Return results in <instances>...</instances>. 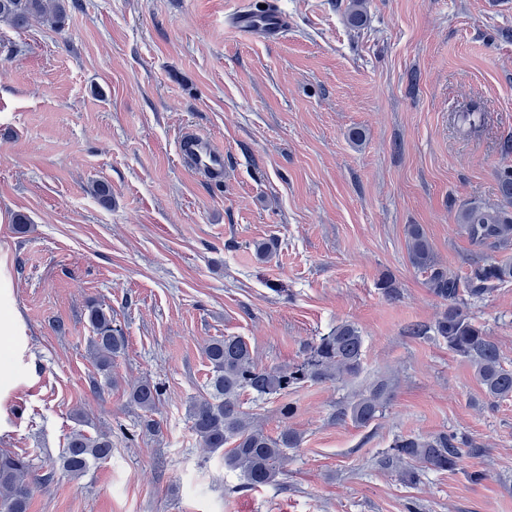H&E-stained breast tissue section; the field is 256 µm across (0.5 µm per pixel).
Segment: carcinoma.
Here are the masks:
<instances>
[{"label": "carcinoma", "instance_id": "cac0c4a2", "mask_svg": "<svg viewBox=\"0 0 512 512\" xmlns=\"http://www.w3.org/2000/svg\"><path fill=\"white\" fill-rule=\"evenodd\" d=\"M65 17V0H0V21L16 27L42 23L59 28ZM497 186L498 206L471 204L459 212L458 223L473 244L507 251L512 248V167L499 171ZM406 234L411 265L427 275L428 288L446 304L433 326L434 334L470 362L489 403L512 397V368L504 365L497 344L484 327L465 312L467 301L480 299L496 285L512 280V262H478L462 277L439 264L420 225H408ZM88 323L92 332L90 355L97 370L107 377L114 360L125 351L126 337L112 325V312L99 305L89 307ZM363 345L359 328L342 322L309 346L300 363L284 370L258 366L249 345L239 336L215 338L205 350L210 364L206 392L189 405L190 429L199 444L211 452L231 445L224 452V465L239 473L244 486L269 485L281 474L288 450L299 446L300 437L288 426L275 437L267 434L254 414L244 409L243 396L269 398L305 381L354 378L361 370ZM160 396V387L148 380L139 381L129 390L131 403L146 413L142 424L149 432L160 430V423L149 417ZM385 400V385L374 384L361 391L342 415L358 425H367ZM467 445L468 441L446 432L428 437L401 436L391 445V463L403 482L415 484L424 469L455 470L461 448ZM111 457L112 439L108 434L89 435L75 429L63 450L62 467L79 477L92 463ZM36 481L30 459L0 450V512H28L31 487Z\"/></svg>", "mask_w": 512, "mask_h": 512}]
</instances>
